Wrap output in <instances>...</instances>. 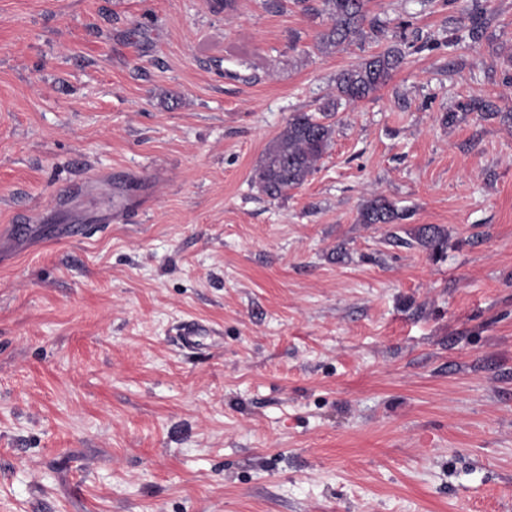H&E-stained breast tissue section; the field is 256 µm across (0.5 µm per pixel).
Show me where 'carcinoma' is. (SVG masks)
Here are the masks:
<instances>
[{
	"label": "carcinoma",
	"instance_id": "carcinoma-1",
	"mask_svg": "<svg viewBox=\"0 0 512 512\" xmlns=\"http://www.w3.org/2000/svg\"><path fill=\"white\" fill-rule=\"evenodd\" d=\"M331 21L321 34L323 48L340 46L355 39L376 37L384 33L382 22L369 14L368 0H323ZM459 23L478 36L480 13L477 7L463 0ZM403 62L402 52L388 48L370 55L363 62L344 69L336 76V96L320 108L321 115L298 112L283 131L269 144L256 172L254 185L272 199L288 195L301 187L314 172L316 162L329 147L334 126L327 121L336 112V103L356 102L368 98L384 86ZM403 213L382 195L368 199L359 212L362 224H393Z\"/></svg>",
	"mask_w": 512,
	"mask_h": 512
}]
</instances>
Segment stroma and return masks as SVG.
Instances as JSON below:
<instances>
[{
    "label": "stroma",
    "instance_id": "stroma-1",
    "mask_svg": "<svg viewBox=\"0 0 512 512\" xmlns=\"http://www.w3.org/2000/svg\"><path fill=\"white\" fill-rule=\"evenodd\" d=\"M210 2L0 0V512H512V0L475 38L369 0L384 33L328 51L322 0ZM402 41L259 194L290 116ZM375 194L404 219L360 223ZM403 59L399 49L388 48L339 72L336 96L319 108L321 117L297 112L266 148L254 180L257 190L277 199L301 187L331 143L334 126L325 120L336 112V103L368 98L391 79Z\"/></svg>",
    "mask_w": 512,
    "mask_h": 512
}]
</instances>
